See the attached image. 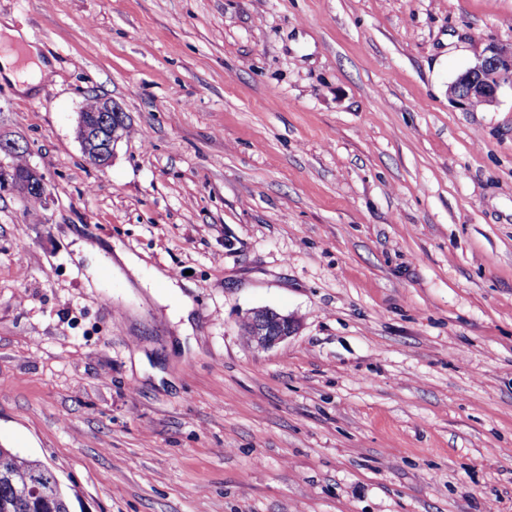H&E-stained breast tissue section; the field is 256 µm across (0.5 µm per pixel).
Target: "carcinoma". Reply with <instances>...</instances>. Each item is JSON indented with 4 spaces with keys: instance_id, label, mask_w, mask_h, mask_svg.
<instances>
[{
    "instance_id": "carcinoma-1",
    "label": "carcinoma",
    "mask_w": 512,
    "mask_h": 512,
    "mask_svg": "<svg viewBox=\"0 0 512 512\" xmlns=\"http://www.w3.org/2000/svg\"><path fill=\"white\" fill-rule=\"evenodd\" d=\"M0 512H71V503L42 462L0 448Z\"/></svg>"
}]
</instances>
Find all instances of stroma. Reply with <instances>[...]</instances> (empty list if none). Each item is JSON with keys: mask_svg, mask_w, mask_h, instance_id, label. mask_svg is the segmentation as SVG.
I'll return each instance as SVG.
<instances>
[{"mask_svg": "<svg viewBox=\"0 0 512 512\" xmlns=\"http://www.w3.org/2000/svg\"><path fill=\"white\" fill-rule=\"evenodd\" d=\"M0 448L73 512H512V0H0ZM107 96L110 167L76 138ZM175 280L177 290L166 287ZM191 302L179 308V296ZM299 328L267 350L239 321ZM1 55H0V80L6 78L17 85V88L25 92L37 85L46 65L39 58L35 47L24 42L23 35L15 29L0 25ZM19 51L28 58L26 66L21 65ZM461 85L459 91H448V97L464 110L492 105L501 90L512 89V50H504L500 44H492L487 54L464 70L452 86ZM479 99V100H478ZM482 100V101H480ZM11 164L18 171L13 170L10 164L5 165L2 160L0 162V190L10 188L16 190L21 197L35 192L40 194V199L47 200L49 198L50 194L45 178L35 167L28 165L23 160V156L18 154L13 156ZM245 318L249 319V325L240 327L241 334L257 349H269L288 339L299 328L295 318L270 308L255 309Z\"/></svg>", "mask_w": 512, "mask_h": 512, "instance_id": "1", "label": "stroma"}]
</instances>
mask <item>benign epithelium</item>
<instances>
[{
	"label": "benign epithelium",
	"instance_id": "obj_1",
	"mask_svg": "<svg viewBox=\"0 0 512 512\" xmlns=\"http://www.w3.org/2000/svg\"><path fill=\"white\" fill-rule=\"evenodd\" d=\"M459 91L449 92L448 97L462 109H469L474 99L487 106L496 102L501 90L512 88V50L499 44H492L487 54L464 70L455 80ZM120 108L110 98L100 99L95 112H78L76 135L87 161L94 167L104 170L112 164V149L119 141L117 129L112 127V113ZM10 188L21 196L31 192L40 198H49L47 182L33 166L19 172L0 162V190ZM249 325L241 329V334L257 349H269L295 334L299 328L295 318L278 313L270 308H258L247 314Z\"/></svg>",
	"mask_w": 512,
	"mask_h": 512
}]
</instances>
